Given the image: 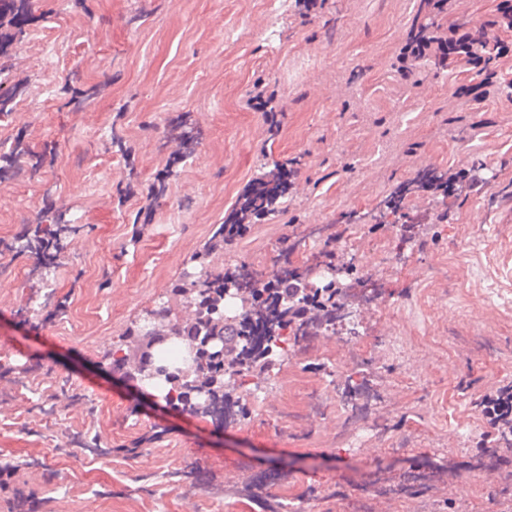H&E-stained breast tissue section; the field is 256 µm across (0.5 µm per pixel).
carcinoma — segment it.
<instances>
[{"label":"carcinoma","instance_id":"1","mask_svg":"<svg viewBox=\"0 0 512 512\" xmlns=\"http://www.w3.org/2000/svg\"><path fill=\"white\" fill-rule=\"evenodd\" d=\"M0 36V50L24 39L21 23ZM14 91L0 81V118L11 115ZM184 152L193 156L192 131L181 118L172 126ZM19 152L0 153V173L19 170ZM448 184V174L435 169L420 172L399 191L381 201L369 214L382 224L401 209L404 197L429 186ZM288 168L276 164L255 178L238 208L218 225L203 249L192 255V271L172 292L189 310V322L171 318L162 302L148 310L129 329V340L112 346V366L163 393L165 402L185 412L235 423L248 415L240 391L252 378L268 379L314 336L336 333V327L355 317L347 289L359 281L353 263H341L331 234L318 250L312 266H294L285 248L267 273L240 262L218 265L213 255L224 251L247 229L245 221L276 213L288 194ZM81 226L43 210L11 241L0 240V254H26L35 262L43 283L58 267V260Z\"/></svg>","mask_w":512,"mask_h":512}]
</instances>
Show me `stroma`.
<instances>
[{"instance_id":"stroma-1","label":"stroma","mask_w":512,"mask_h":512,"mask_svg":"<svg viewBox=\"0 0 512 512\" xmlns=\"http://www.w3.org/2000/svg\"><path fill=\"white\" fill-rule=\"evenodd\" d=\"M499 2L448 0L439 12L425 0L310 11L302 0H30L25 39L0 57L17 86L0 147L20 145L28 166L0 180V239L43 209L82 231L51 283L60 316H18L42 283L32 259L0 256V512L19 491L35 512H260L239 491L262 473L284 480L267 496L307 512H512V464L500 478L471 473L492 445L478 399L512 385V59L494 63L479 99L465 63L426 56L400 71L416 25L512 41ZM259 94L273 117L254 109ZM181 114L198 144L179 162L178 142L163 137ZM276 162L293 171L283 211L254 219L223 260L264 272L288 241L300 266L312 251L299 239L335 225L336 253L362 279L359 334L320 336L289 356L246 397L239 423L161 407L106 352L144 310L180 311L172 288L190 255ZM427 168L484 189L410 195L408 224L347 221ZM366 359L379 368L369 427L345 432L342 392ZM76 440L93 452L77 457ZM194 468L215 500L170 482ZM412 471L431 478L420 497L357 490L364 475L394 484ZM452 472L466 480L462 496L448 493Z\"/></svg>"}]
</instances>
